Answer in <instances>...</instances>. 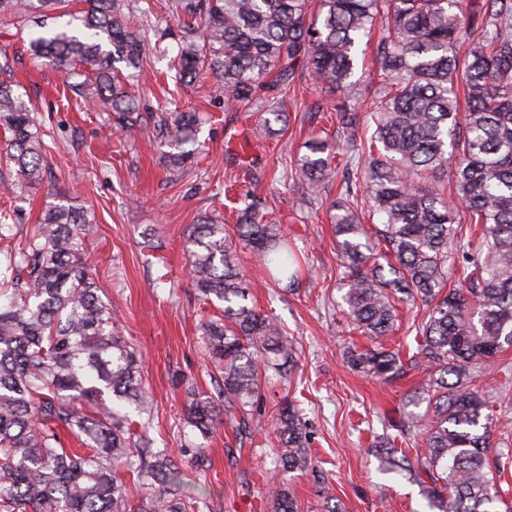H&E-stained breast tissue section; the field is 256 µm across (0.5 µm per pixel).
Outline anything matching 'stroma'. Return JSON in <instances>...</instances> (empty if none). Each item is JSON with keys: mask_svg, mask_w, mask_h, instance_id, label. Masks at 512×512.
Returning a JSON list of instances; mask_svg holds the SVG:
<instances>
[{"mask_svg": "<svg viewBox=\"0 0 512 512\" xmlns=\"http://www.w3.org/2000/svg\"><path fill=\"white\" fill-rule=\"evenodd\" d=\"M175 4L141 0L149 11L147 71L134 86L143 111L190 110L205 118L197 162L175 181L152 130L141 128L124 139L113 136L105 113L66 99L62 73L31 59L19 31L0 25V49L13 58L20 91L34 103L46 149L44 181L24 201L9 194L15 172L0 162V212H10L19 243L32 236L54 191H67L76 204L94 209L99 233L87 244L88 263L108 286L122 333L143 355L142 378L153 395L149 435L156 447L175 451L185 440L188 389L216 394L219 378L204 360L199 326L215 308L201 299L187 274L188 230L200 213L212 211L235 226L240 194L252 193L311 268L298 290L285 292L269 282L253 258L243 260L244 273L255 285L254 300L297 341L288 382L268 391L262 415L270 417L285 397L303 408L316 472L331 484L336 500L330 506L318 496L315 473L287 474L290 494L303 512H427L422 480L383 471L377 454L383 437L397 435L405 399L418 388L422 373L382 382L353 373L342 358L347 343L359 339L340 310L343 270L329 219L345 171L332 170L330 193L317 198L299 178L296 159L305 141L322 132L336 134L335 112L322 107L329 96L302 68L294 82L271 84L268 94L284 100L288 123L268 146L248 145L252 121L246 107L227 104L208 75L192 86L181 81L174 67ZM507 363L512 364V349L473 382L495 399L496 442L512 436V402L498 399ZM194 441L206 448L210 467H184L185 493L211 497L213 512H263L257 491L273 465V442L240 449L231 429L221 426Z\"/></svg>", "mask_w": 512, "mask_h": 512, "instance_id": "stroma-1", "label": "stroma"}]
</instances>
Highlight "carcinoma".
<instances>
[{"mask_svg":"<svg viewBox=\"0 0 512 512\" xmlns=\"http://www.w3.org/2000/svg\"><path fill=\"white\" fill-rule=\"evenodd\" d=\"M81 3L70 12L74 0H0V25L40 19L27 33L32 56L63 71L67 89L114 116L116 128L132 130L145 119L126 78L144 71L145 30L133 23L128 0ZM180 7L191 18L178 45L182 81L205 68L215 91L251 105L271 72L284 82L300 64L321 90L343 94L334 110L350 148L357 46L377 21L386 23L374 64L388 83L371 112L368 155L332 205L344 312L369 343L348 344L343 357L351 370L385 382L415 369L424 374L410 403H426L428 423L413 411L399 423L401 435L415 433L421 444L409 456L388 441L382 454L390 470L428 479L430 512H497L499 503L512 512L496 483L512 462V444L491 450L492 401L469 389L512 347V0H318L314 15L308 0H180ZM66 15L65 25L47 27ZM263 108L269 117L250 131L259 146L284 116L278 101ZM199 125L187 111L153 119L175 178L194 163ZM0 128L8 133L0 157L15 171L10 194L22 198L43 182V132L5 54ZM305 148L299 172L319 196L339 145L313 137ZM445 172L447 191L430 182ZM360 196L380 218L373 236L354 209ZM52 198L37 233L0 251V512L211 509L183 492V471L147 434L152 397L142 355L122 335L85 258L97 232L94 211L65 193ZM465 222L479 227V247L458 237ZM187 250L196 290L219 310L200 331L223 383L217 398L190 392L184 427L206 437L229 426L241 449L264 430L265 387L287 382L282 367L296 352L276 318L253 303L242 253L258 259L270 280L289 285L301 261L255 199L231 233L220 218L201 215ZM399 303L425 307L413 324L417 350L406 359L380 345L394 330ZM269 433L275 466L261 501L267 512H301L283 476L315 469L303 409L283 398ZM66 434L81 447H66ZM180 455L200 468L207 463L206 449L192 441ZM129 479L141 490L135 504Z\"/></svg>","mask_w":512,"mask_h":512,"instance_id":"carcinoma-1","label":"carcinoma"}]
</instances>
